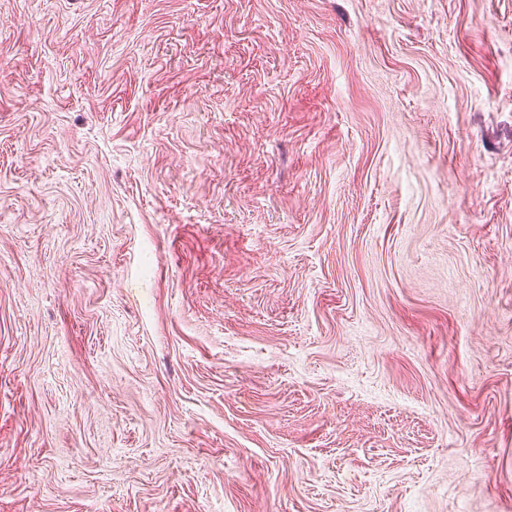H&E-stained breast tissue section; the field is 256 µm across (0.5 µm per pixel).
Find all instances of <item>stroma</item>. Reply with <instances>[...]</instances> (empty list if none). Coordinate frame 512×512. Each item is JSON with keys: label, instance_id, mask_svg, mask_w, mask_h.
<instances>
[{"label": "stroma", "instance_id": "stroma-1", "mask_svg": "<svg viewBox=\"0 0 512 512\" xmlns=\"http://www.w3.org/2000/svg\"><path fill=\"white\" fill-rule=\"evenodd\" d=\"M0 512H512V0H0Z\"/></svg>", "mask_w": 512, "mask_h": 512}]
</instances>
